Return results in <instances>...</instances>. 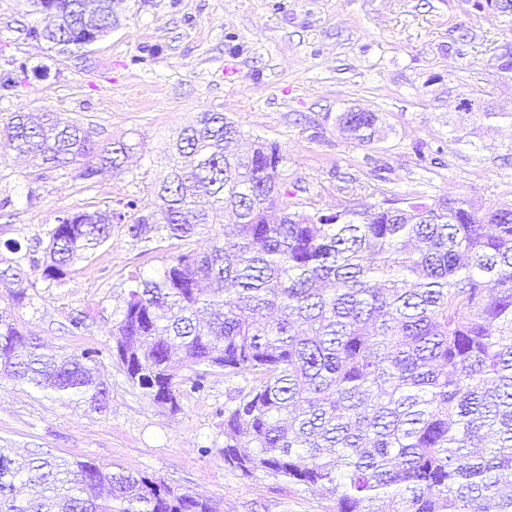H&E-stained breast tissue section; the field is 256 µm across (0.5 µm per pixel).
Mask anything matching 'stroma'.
Returning <instances> with one entry per match:
<instances>
[{
    "label": "stroma",
    "mask_w": 512,
    "mask_h": 512,
    "mask_svg": "<svg viewBox=\"0 0 512 512\" xmlns=\"http://www.w3.org/2000/svg\"><path fill=\"white\" fill-rule=\"evenodd\" d=\"M111 32L82 59L28 38L40 15L0 0V118L52 111L134 150L122 171L94 181L39 173L0 140V241L45 238L63 211L117 200L152 207L164 149L209 110L245 137L278 142L291 208L362 209L385 199L462 197L487 210L512 203V79L490 63L512 39V16L475 0H112ZM234 41H227V34ZM502 118L493 126L448 106L473 87ZM351 108L379 113L380 140L363 146L339 129ZM437 152L436 162L421 153ZM163 250L115 232L60 284L43 282L20 317L53 350H99L111 388L105 411L63 403L0 374V448L120 464L126 471L213 499L221 512H325L318 490L243 479L224 461L223 374L172 414L132 388L112 357V331L133 267L151 275ZM87 317L80 336L74 313Z\"/></svg>",
    "instance_id": "obj_1"
}]
</instances>
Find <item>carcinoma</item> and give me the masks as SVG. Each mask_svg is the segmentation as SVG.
Instances as JSON below:
<instances>
[{
	"label": "carcinoma",
	"mask_w": 512,
	"mask_h": 512,
	"mask_svg": "<svg viewBox=\"0 0 512 512\" xmlns=\"http://www.w3.org/2000/svg\"><path fill=\"white\" fill-rule=\"evenodd\" d=\"M51 15L28 31L62 55L85 52L83 0H27ZM512 77V42L493 57ZM473 91L471 113L502 117ZM361 145L375 112H343ZM9 147L43 171L94 179L120 170L133 147L100 145L54 112L10 113ZM239 127L202 112L173 139L156 185L162 219L119 200L103 212H63L43 249L4 242L0 370L58 399L107 407L99 351L47 353L19 326L38 282L61 283L112 240L159 241L156 277L134 270L113 351L148 400L181 398L221 372L246 385L224 406V462L248 480L318 488L328 512H512V204L479 212L464 198L386 199L325 214L288 208L278 143L231 150ZM138 211L133 221L126 213ZM230 210L236 222L207 252L194 238ZM191 371L188 378L181 371ZM0 512H218L210 498L114 464L0 448Z\"/></svg>",
	"instance_id": "obj_1"
}]
</instances>
